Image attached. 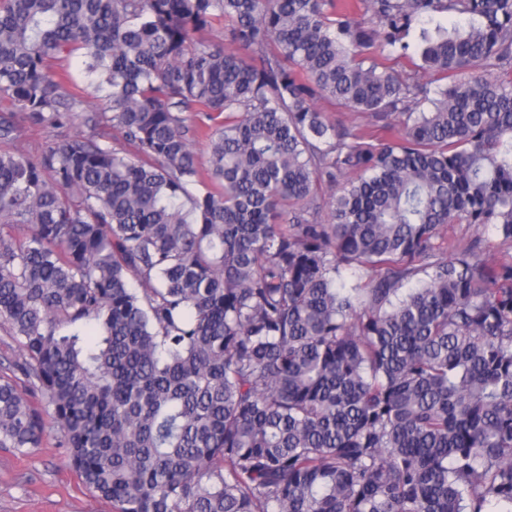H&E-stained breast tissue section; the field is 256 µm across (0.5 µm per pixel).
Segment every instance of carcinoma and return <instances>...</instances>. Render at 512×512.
I'll use <instances>...</instances> for the list:
<instances>
[{"instance_id": "obj_1", "label": "carcinoma", "mask_w": 512, "mask_h": 512, "mask_svg": "<svg viewBox=\"0 0 512 512\" xmlns=\"http://www.w3.org/2000/svg\"><path fill=\"white\" fill-rule=\"evenodd\" d=\"M72 56L88 133L0 114V448L113 512H512V254L443 235L512 247V0H0L31 124ZM61 64L66 67L70 73L72 74L75 82L78 84L80 89V95L83 96V99L85 100V103L82 106V109L86 112H89L93 109H100L103 108L106 104V101L104 100L105 92L100 93H92L90 90L89 92L82 93V83L80 80V68L81 63L80 59L78 57L70 58L68 61H64ZM316 106L321 112H324L330 120L347 126L362 125L365 127L369 123V118L364 115L358 114L357 112H349L327 100L318 101ZM21 120V134L14 144V147L26 156L36 159L53 141L74 136L79 133H88V129L83 124L82 116L84 112H75L71 123L64 128L51 129L41 126H32L22 121V112H14Z\"/></svg>"}]
</instances>
